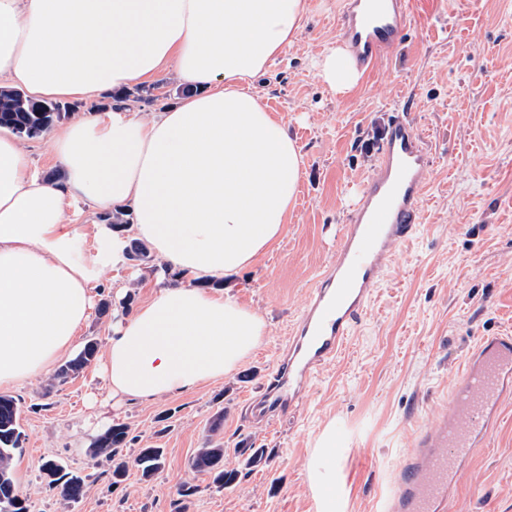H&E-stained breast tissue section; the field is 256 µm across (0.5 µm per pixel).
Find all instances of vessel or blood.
Here are the masks:
<instances>
[{"label":"vessel or blood","mask_w":512,"mask_h":512,"mask_svg":"<svg viewBox=\"0 0 512 512\" xmlns=\"http://www.w3.org/2000/svg\"><path fill=\"white\" fill-rule=\"evenodd\" d=\"M412 0H344L338 15L346 58L369 72L403 35ZM375 173L361 184L348 214L335 265L297 320L282 358L251 410L275 420L310 390L317 371L342 351L360 322L373 285L382 279L398 245L418 233L420 205L433 164L426 137L395 115L378 150ZM512 391V335L481 338L448 397V413L415 433L394 482L375 512H447L448 495L462 480Z\"/></svg>","instance_id":"1"}]
</instances>
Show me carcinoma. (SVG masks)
<instances>
[{"mask_svg": "<svg viewBox=\"0 0 512 512\" xmlns=\"http://www.w3.org/2000/svg\"><path fill=\"white\" fill-rule=\"evenodd\" d=\"M51 111L45 112L38 108L33 98L15 89H0V126L8 127L20 137L34 138L48 131L55 122L66 116L65 108L58 103H49ZM128 256L141 265L153 263V256L148 247L139 242L131 241ZM98 344L90 339L83 350L72 360L63 364L57 371L56 379L65 381L78 375L97 356ZM129 428L125 424H115L107 429L93 443L92 454L104 456L112 460V484H120L128 472V462L119 456L120 448L127 442ZM19 430L18 407L11 396L0 395V512H19L15 505L22 502L16 492L12 478L14 455L21 442ZM242 456V465L252 469L267 461V449L242 446L238 449ZM164 449L142 448L135 458V464L145 479L153 477L163 466ZM190 467L196 472L207 474L217 488L228 489L239 480L241 472L228 469L224 465V444L209 440L197 450L191 460ZM51 483L61 487L63 496L77 500L84 493L82 477L64 472L54 462L44 465Z\"/></svg>", "mask_w": 512, "mask_h": 512, "instance_id": "cac0c4a2", "label": "carcinoma"}]
</instances>
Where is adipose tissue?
I'll return each instance as SVG.
<instances>
[{
    "mask_svg": "<svg viewBox=\"0 0 512 512\" xmlns=\"http://www.w3.org/2000/svg\"><path fill=\"white\" fill-rule=\"evenodd\" d=\"M306 0H0V79L36 98L95 99L169 74L193 95L157 115L78 118L54 134L50 183L0 129V385L46 373L80 345L101 275L125 264L128 235L158 260L145 300L117 312L93 375L120 400H153L230 375L264 345V317L210 282L232 280L285 232L303 154L253 79L296 40ZM319 76L359 80L342 49ZM122 211L130 234L83 223L79 203ZM93 247L82 251L85 239ZM180 275L167 283L168 272ZM335 424L306 465L315 512H346Z\"/></svg>",
    "mask_w": 512,
    "mask_h": 512,
    "instance_id": "1",
    "label": "adipose tissue"
}]
</instances>
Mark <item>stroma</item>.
Listing matches in <instances>:
<instances>
[{
	"label": "stroma",
	"instance_id": "1",
	"mask_svg": "<svg viewBox=\"0 0 512 512\" xmlns=\"http://www.w3.org/2000/svg\"><path fill=\"white\" fill-rule=\"evenodd\" d=\"M343 0H307L297 40L254 81L263 102L297 140L304 173L282 238L237 275L230 292L262 313L266 342L233 375L174 396L106 410L128 426L121 453L165 451L151 479L129 469L112 482V463L93 457L98 423L89 408V370L0 388L18 406L22 444L16 490L27 512H311L306 462L330 420L343 424L346 512H372L417 427L448 410V393L482 337L512 333V0H414L410 27L388 56L338 94L316 59L342 43ZM406 111L433 153L421 203V231L399 246L343 352L318 372L288 417L264 422L250 405L280 360V349L319 276L336 254L348 197L378 164L377 145ZM81 339L106 349L115 315L112 277L94 290ZM238 466L241 442L267 449L265 464L219 490L190 462L207 438ZM56 461L85 480L82 498L62 496L43 466ZM190 484L197 491L183 497ZM448 512H512V394L478 448Z\"/></svg>",
	"mask_w": 512,
	"mask_h": 512
}]
</instances>
